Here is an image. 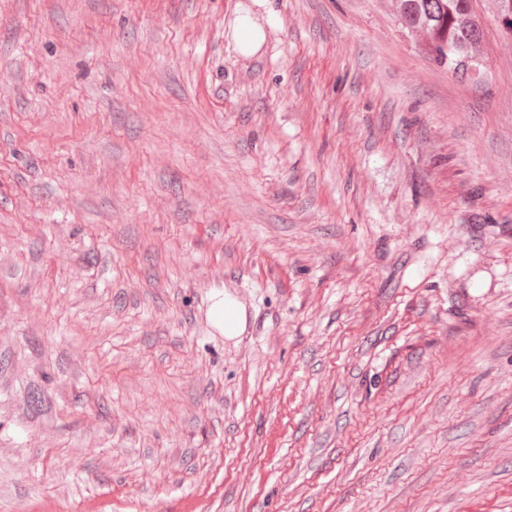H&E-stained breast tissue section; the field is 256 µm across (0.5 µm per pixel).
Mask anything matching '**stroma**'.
<instances>
[{
	"mask_svg": "<svg viewBox=\"0 0 512 512\" xmlns=\"http://www.w3.org/2000/svg\"><path fill=\"white\" fill-rule=\"evenodd\" d=\"M473 10L461 76L396 0H0V512H512ZM214 324L224 333L227 339H234L243 330L246 313L242 305L228 294L218 293L213 297L211 306ZM224 312L227 317V327L224 326Z\"/></svg>",
	"mask_w": 512,
	"mask_h": 512,
	"instance_id": "obj_1",
	"label": "stroma"
}]
</instances>
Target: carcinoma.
Returning a JSON list of instances; mask_svg holds the SVG:
<instances>
[{
    "label": "carcinoma",
    "instance_id": "obj_1",
    "mask_svg": "<svg viewBox=\"0 0 512 512\" xmlns=\"http://www.w3.org/2000/svg\"><path fill=\"white\" fill-rule=\"evenodd\" d=\"M403 22L423 34L431 55L466 74L477 65L483 29L472 0H398Z\"/></svg>",
    "mask_w": 512,
    "mask_h": 512
}]
</instances>
